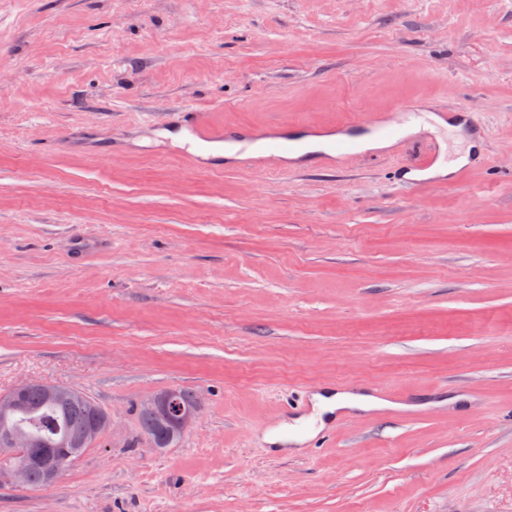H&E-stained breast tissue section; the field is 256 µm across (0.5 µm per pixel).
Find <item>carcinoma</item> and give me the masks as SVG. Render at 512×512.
Wrapping results in <instances>:
<instances>
[{
  "instance_id": "cac0c4a2",
  "label": "carcinoma",
  "mask_w": 512,
  "mask_h": 512,
  "mask_svg": "<svg viewBox=\"0 0 512 512\" xmlns=\"http://www.w3.org/2000/svg\"><path fill=\"white\" fill-rule=\"evenodd\" d=\"M103 417L99 405L79 391L62 399L50 397L40 386L25 391L7 424L26 433L35 443L30 452L37 460L29 466L26 487L46 488L40 460L52 457L65 467L72 464L90 448L88 438ZM139 421L147 437H164V423L155 413L142 409Z\"/></svg>"
}]
</instances>
